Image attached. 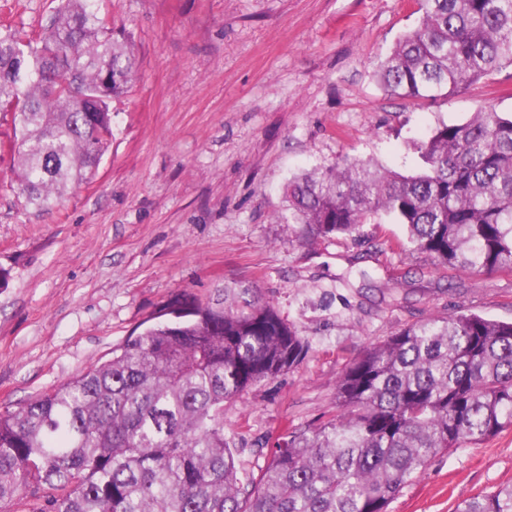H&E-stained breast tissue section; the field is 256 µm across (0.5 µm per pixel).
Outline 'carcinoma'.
Listing matches in <instances>:
<instances>
[{"instance_id": "obj_1", "label": "carcinoma", "mask_w": 512, "mask_h": 512, "mask_svg": "<svg viewBox=\"0 0 512 512\" xmlns=\"http://www.w3.org/2000/svg\"><path fill=\"white\" fill-rule=\"evenodd\" d=\"M418 25L378 68L391 96L432 101L512 67V0H416ZM138 69L101 0H61L21 45L0 29V108L17 193L38 212L85 182L112 140V99ZM408 175L342 158L288 181L309 241L392 219L405 245L473 273L512 272V115L492 107L415 143ZM251 287L183 294L112 357L0 413V512H387L439 454L512 428V322L456 312L370 343L342 370L336 414L271 444L243 477L224 403L309 347ZM456 512H512V485Z\"/></svg>"}]
</instances>
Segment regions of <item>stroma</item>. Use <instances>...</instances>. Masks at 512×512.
I'll list each match as a JSON object with an SVG mask.
<instances>
[{
	"label": "stroma",
	"mask_w": 512,
	"mask_h": 512,
	"mask_svg": "<svg viewBox=\"0 0 512 512\" xmlns=\"http://www.w3.org/2000/svg\"><path fill=\"white\" fill-rule=\"evenodd\" d=\"M59 0H0L20 34ZM139 70L111 104L93 178L51 212L16 191L12 115L0 112V412L108 359L175 296L254 285L310 350L295 369L224 405L239 468L259 474L266 437L336 412L360 348L458 311L512 322V272L437 267L404 225L304 242L284 217L293 175L341 158L409 173L411 138L490 106L512 113V68L420 104L375 71L419 20L415 0H105ZM512 484V429L437 456L388 512H455Z\"/></svg>",
	"instance_id": "1"
}]
</instances>
